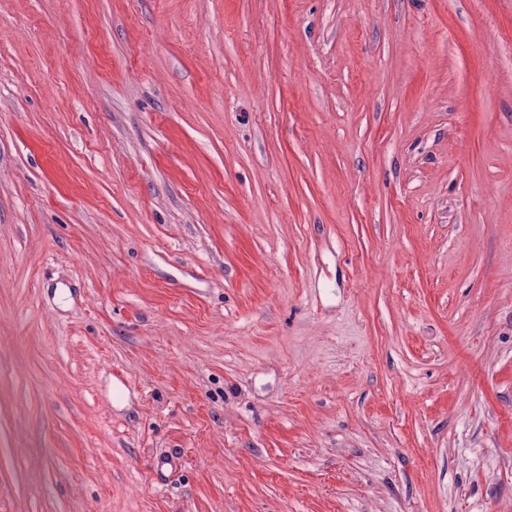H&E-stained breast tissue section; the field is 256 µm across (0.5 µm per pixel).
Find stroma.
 <instances>
[{"mask_svg": "<svg viewBox=\"0 0 512 512\" xmlns=\"http://www.w3.org/2000/svg\"><path fill=\"white\" fill-rule=\"evenodd\" d=\"M0 512H512V0H0Z\"/></svg>", "mask_w": 512, "mask_h": 512, "instance_id": "1", "label": "stroma"}]
</instances>
